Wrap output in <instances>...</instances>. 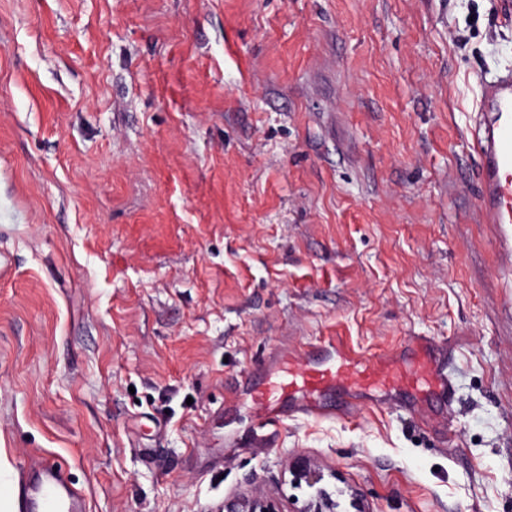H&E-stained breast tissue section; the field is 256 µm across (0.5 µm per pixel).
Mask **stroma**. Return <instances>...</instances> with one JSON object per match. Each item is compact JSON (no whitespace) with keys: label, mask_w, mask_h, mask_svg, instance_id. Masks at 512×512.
I'll return each instance as SVG.
<instances>
[{"label":"stroma","mask_w":512,"mask_h":512,"mask_svg":"<svg viewBox=\"0 0 512 512\" xmlns=\"http://www.w3.org/2000/svg\"><path fill=\"white\" fill-rule=\"evenodd\" d=\"M503 0H0V512H512V231L465 141ZM428 336L454 378L261 422L280 347ZM306 459L319 486L292 484ZM66 483L61 464L50 455H39L13 480L16 512H83L81 491ZM221 512H280L274 503L264 499H228L224 500Z\"/></svg>","instance_id":"stroma-1"}]
</instances>
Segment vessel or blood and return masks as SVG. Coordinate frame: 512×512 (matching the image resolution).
<instances>
[{
  "instance_id": "vessel-or-blood-1",
  "label": "vessel or blood",
  "mask_w": 512,
  "mask_h": 512,
  "mask_svg": "<svg viewBox=\"0 0 512 512\" xmlns=\"http://www.w3.org/2000/svg\"><path fill=\"white\" fill-rule=\"evenodd\" d=\"M466 142L478 158L479 206L490 224L512 227V70L483 80L481 99L468 126ZM452 379L433 340L414 336L371 357L339 339L304 353L283 352L263 377L245 371L238 391L249 396L263 418L287 414L321 416L326 400L338 394L351 409L382 392L418 417L434 398H450ZM17 512H84L79 489L66 485L64 470L49 455L38 456L14 481Z\"/></svg>"
}]
</instances>
